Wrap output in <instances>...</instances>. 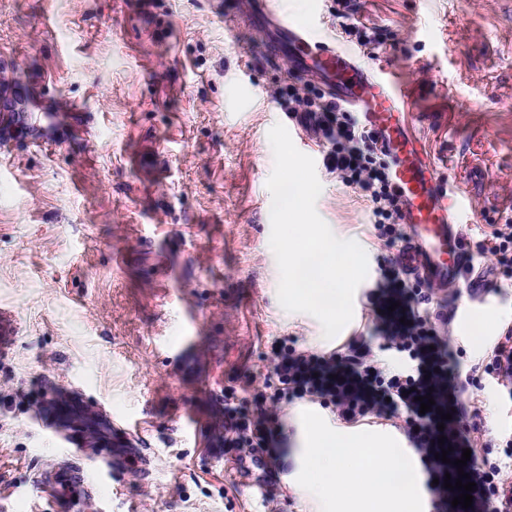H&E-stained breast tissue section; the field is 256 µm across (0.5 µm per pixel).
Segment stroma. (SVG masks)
<instances>
[{"instance_id": "obj_1", "label": "stroma", "mask_w": 512, "mask_h": 512, "mask_svg": "<svg viewBox=\"0 0 512 512\" xmlns=\"http://www.w3.org/2000/svg\"><path fill=\"white\" fill-rule=\"evenodd\" d=\"M0 0V92L16 118L0 148V313L16 334L0 351V512H52L35 487L68 437L47 427L52 390L80 398L117 429L127 463L108 473L91 512H313L293 489L294 421L319 403L278 405L275 480L248 483L224 451V390L262 388L278 338L323 352L367 335L366 301L394 250L376 237L367 201L327 171L310 137L319 216L356 241L368 276L352 321L333 339L306 313L284 314L270 247V128L290 114L274 93L287 77L236 0ZM316 15L322 39L413 87L412 120L441 182L473 216L464 238L512 222V0H275ZM63 142L48 152L38 141ZM483 303L439 288L462 368L512 323V279L475 259ZM466 324H459V316ZM464 401L488 456L503 459L512 397L490 377ZM197 431L186 434L185 414Z\"/></svg>"}]
</instances>
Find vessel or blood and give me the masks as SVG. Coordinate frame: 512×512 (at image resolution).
I'll list each match as a JSON object with an SVG mask.
<instances>
[{"mask_svg":"<svg viewBox=\"0 0 512 512\" xmlns=\"http://www.w3.org/2000/svg\"><path fill=\"white\" fill-rule=\"evenodd\" d=\"M246 24L260 33L268 51L298 75L319 77L332 97L356 112L389 161L407 238L396 264L430 286L464 285L473 302H483L488 282L469 272L463 240V204L450 201L421 137L408 118L409 85L393 72L372 71L346 49L322 41L308 21L285 18L270 0H245ZM35 484L57 512H85L98 483L73 462L43 471Z\"/></svg>","mask_w":512,"mask_h":512,"instance_id":"obj_1","label":"vessel or blood"}]
</instances>
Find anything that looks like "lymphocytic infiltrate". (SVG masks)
<instances>
[{
  "instance_id": "obj_1",
  "label": "lymphocytic infiltrate",
  "mask_w": 512,
  "mask_h": 512,
  "mask_svg": "<svg viewBox=\"0 0 512 512\" xmlns=\"http://www.w3.org/2000/svg\"><path fill=\"white\" fill-rule=\"evenodd\" d=\"M290 111L300 113L306 127L327 140L329 172L337 174L372 205L379 239L393 245L405 231L399 222V200L391 186L389 163L374 136L351 112L320 93L288 84L284 95ZM374 315V329L386 349L405 365L389 370L374 359L366 343L349 344L346 351L317 353L277 341L272 343L271 393H256L251 411L236 404L233 391L224 393V445L240 457L263 451L267 474H274L280 457L274 427V404L297 400L320 402L344 424L403 415L404 433L418 456L427 482L433 512H512V470L497 460L476 455L481 428L469 422L463 396L488 375L512 394V327H506L493 347L483 374L463 373L453 359L447 337L441 336L438 317L430 311L432 297L422 283L409 282L398 268L384 264L376 289L366 295ZM432 396L431 411L421 412L419 400ZM447 460H438L442 446ZM472 455L462 469L475 484L469 508L454 505V491L446 489V475H457L454 464L464 449Z\"/></svg>"
}]
</instances>
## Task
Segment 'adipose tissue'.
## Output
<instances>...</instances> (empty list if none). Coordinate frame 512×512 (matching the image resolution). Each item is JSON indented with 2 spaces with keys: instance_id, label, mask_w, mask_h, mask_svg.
<instances>
[{
  "instance_id": "obj_1",
  "label": "adipose tissue",
  "mask_w": 512,
  "mask_h": 512,
  "mask_svg": "<svg viewBox=\"0 0 512 512\" xmlns=\"http://www.w3.org/2000/svg\"><path fill=\"white\" fill-rule=\"evenodd\" d=\"M300 438L298 489L319 512H421L417 472L404 449L325 430L316 417L302 419Z\"/></svg>"
}]
</instances>
